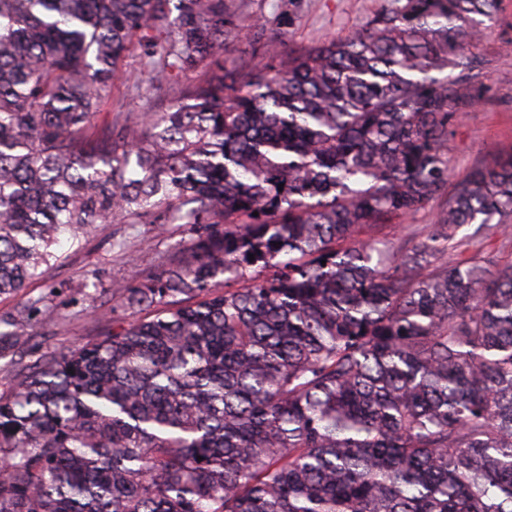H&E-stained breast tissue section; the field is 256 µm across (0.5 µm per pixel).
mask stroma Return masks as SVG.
Masks as SVG:
<instances>
[{
	"label": "stroma",
	"instance_id": "stroma-1",
	"mask_svg": "<svg viewBox=\"0 0 512 512\" xmlns=\"http://www.w3.org/2000/svg\"><path fill=\"white\" fill-rule=\"evenodd\" d=\"M379 0H297L290 44L311 47L348 34L377 8ZM481 64L485 92L449 143L451 177L460 179L477 160L512 151V0L501 7L489 35L472 48ZM198 229L190 224H103L81 247L61 243L63 260L49 278L30 285L24 296L0 299V314L37 302L19 328L26 344L13 359H0V393L10 389L18 370L43 354L61 352L104 330L93 306L106 289L135 286L144 276L180 258ZM131 245L122 253L118 242Z\"/></svg>",
	"mask_w": 512,
	"mask_h": 512
}]
</instances>
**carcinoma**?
<instances>
[{"label":"carcinoma","instance_id":"carcinoma-1","mask_svg":"<svg viewBox=\"0 0 512 512\" xmlns=\"http://www.w3.org/2000/svg\"><path fill=\"white\" fill-rule=\"evenodd\" d=\"M499 2L290 48L282 0L226 70L244 0H0V298L62 235L205 225L0 395V512H512V153L448 188Z\"/></svg>","mask_w":512,"mask_h":512}]
</instances>
